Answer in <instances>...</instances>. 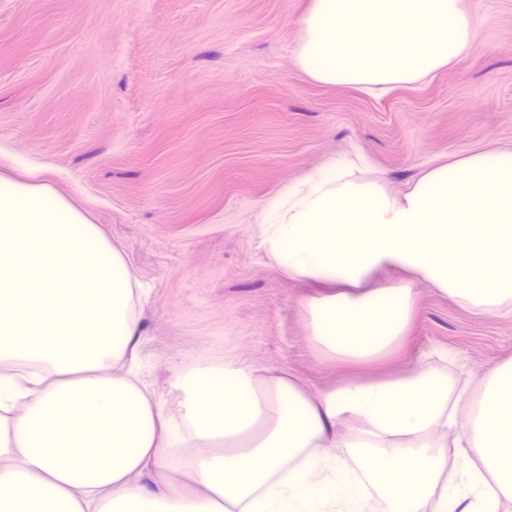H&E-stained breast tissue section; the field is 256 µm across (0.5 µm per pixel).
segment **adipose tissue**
Masks as SVG:
<instances>
[{
    "instance_id": "adipose-tissue-1",
    "label": "adipose tissue",
    "mask_w": 512,
    "mask_h": 512,
    "mask_svg": "<svg viewBox=\"0 0 512 512\" xmlns=\"http://www.w3.org/2000/svg\"><path fill=\"white\" fill-rule=\"evenodd\" d=\"M295 64L377 93L468 55L467 0H310ZM326 160L259 212L310 336L350 365L403 344L425 283L512 314V150L477 148L395 194ZM405 280L368 288L375 271ZM121 252L37 174H0V512H501L512 500V360L449 396L444 376L351 379L311 393L233 358L179 374L168 412L123 370L139 345ZM459 449L447 468L448 444Z\"/></svg>"
}]
</instances>
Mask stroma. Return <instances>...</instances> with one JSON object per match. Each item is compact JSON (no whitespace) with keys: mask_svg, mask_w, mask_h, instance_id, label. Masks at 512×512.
<instances>
[{"mask_svg":"<svg viewBox=\"0 0 512 512\" xmlns=\"http://www.w3.org/2000/svg\"><path fill=\"white\" fill-rule=\"evenodd\" d=\"M309 0H0V173L38 172L86 211L136 279L137 364L175 377L230 357L311 390L426 367L475 386L512 358V316L418 287L386 362L322 357L293 279L259 246L266 200L357 152L393 192L435 159L512 148V0H471L473 51L374 97L294 64Z\"/></svg>","mask_w":512,"mask_h":512,"instance_id":"1","label":"stroma"}]
</instances>
